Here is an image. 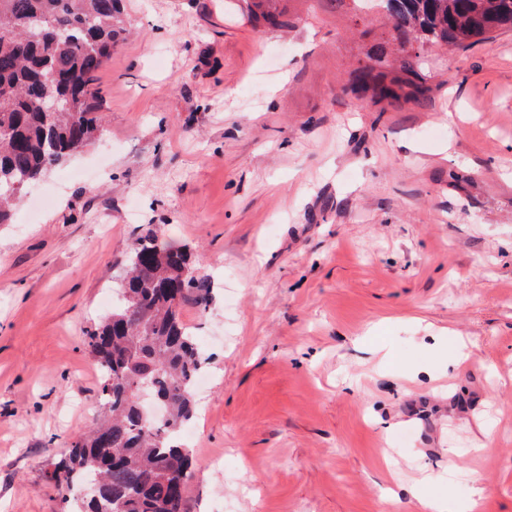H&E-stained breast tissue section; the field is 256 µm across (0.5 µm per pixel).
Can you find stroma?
I'll return each instance as SVG.
<instances>
[{"label":"stroma","mask_w":512,"mask_h":512,"mask_svg":"<svg viewBox=\"0 0 512 512\" xmlns=\"http://www.w3.org/2000/svg\"><path fill=\"white\" fill-rule=\"evenodd\" d=\"M275 6L123 0L101 136L0 224V512H68L85 333L150 231L212 288L183 315L210 377L186 512H457L478 486L512 512V31L357 95L386 20Z\"/></svg>","instance_id":"obj_1"}]
</instances>
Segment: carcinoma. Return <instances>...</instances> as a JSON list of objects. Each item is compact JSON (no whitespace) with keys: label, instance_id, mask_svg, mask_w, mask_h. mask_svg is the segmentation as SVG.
<instances>
[{"label":"carcinoma","instance_id":"obj_1","mask_svg":"<svg viewBox=\"0 0 512 512\" xmlns=\"http://www.w3.org/2000/svg\"><path fill=\"white\" fill-rule=\"evenodd\" d=\"M258 24L284 25L272 7L243 0ZM390 42L468 46L512 30V0H384ZM120 0H0V224L23 188L100 132L98 73L123 39ZM374 66L351 76L371 89ZM56 100L58 112L45 111ZM112 311L86 332L101 377L102 419L76 434L50 479L66 491L96 484L75 512H186L192 450L178 439L194 412L202 369L183 306L211 299L186 246L148 233L131 248Z\"/></svg>","mask_w":512,"mask_h":512}]
</instances>
